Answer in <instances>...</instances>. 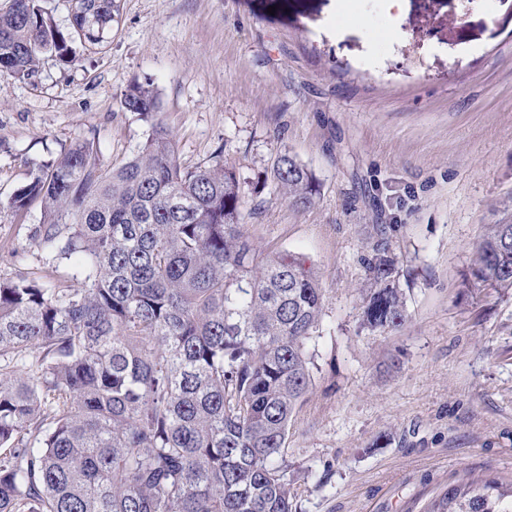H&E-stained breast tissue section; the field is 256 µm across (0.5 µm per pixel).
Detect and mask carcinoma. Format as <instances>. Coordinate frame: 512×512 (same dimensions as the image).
<instances>
[{
	"label": "carcinoma",
	"instance_id": "1",
	"mask_svg": "<svg viewBox=\"0 0 512 512\" xmlns=\"http://www.w3.org/2000/svg\"><path fill=\"white\" fill-rule=\"evenodd\" d=\"M40 2L0 11V76L102 46L120 14L75 0L64 31ZM121 104L151 125L130 157L105 166L78 139L9 201L41 199L31 239L77 266L0 281V512H293L285 450L323 288L304 258L245 235L234 166L180 164L151 84ZM272 179L297 208L319 194L287 152ZM366 271L361 327L400 328L395 260L377 249ZM468 286L512 290L511 221L487 225ZM423 512H512V482L454 480Z\"/></svg>",
	"mask_w": 512,
	"mask_h": 512
}]
</instances>
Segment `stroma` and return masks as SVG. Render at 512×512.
Here are the masks:
<instances>
[{
	"label": "stroma",
	"mask_w": 512,
	"mask_h": 512,
	"mask_svg": "<svg viewBox=\"0 0 512 512\" xmlns=\"http://www.w3.org/2000/svg\"><path fill=\"white\" fill-rule=\"evenodd\" d=\"M161 101L182 165L236 170L245 231L304 257L323 288L314 383L289 430L297 512H421L454 479L512 476V292L467 287L486 225L512 219V0H121L104 47L0 77V279L69 271L6 201L74 140L104 164ZM320 184L298 209L267 184L281 152ZM408 320L361 329L374 249Z\"/></svg>",
	"instance_id": "1"
}]
</instances>
